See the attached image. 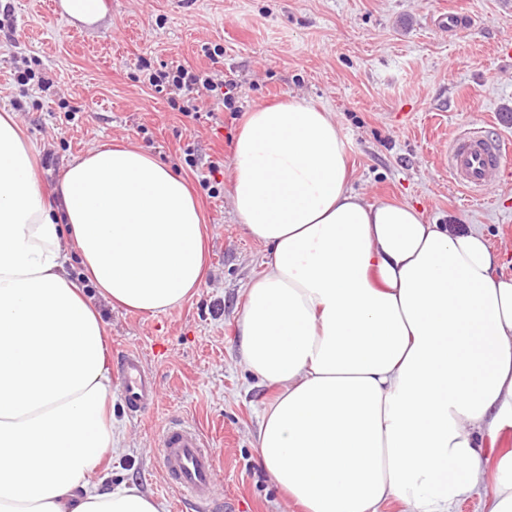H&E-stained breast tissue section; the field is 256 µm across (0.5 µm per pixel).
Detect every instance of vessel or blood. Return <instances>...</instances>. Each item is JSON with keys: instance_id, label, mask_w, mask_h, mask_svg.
Instances as JSON below:
<instances>
[{"instance_id": "vessel-or-blood-1", "label": "vessel or blood", "mask_w": 512, "mask_h": 512, "mask_svg": "<svg viewBox=\"0 0 512 512\" xmlns=\"http://www.w3.org/2000/svg\"><path fill=\"white\" fill-rule=\"evenodd\" d=\"M505 152V145L483 130L460 132L448 148V173L462 189L484 192L489 185L503 180ZM118 374L119 392L131 417H141L154 408L158 387L139 351L122 352ZM158 446L167 482L178 488L198 512H213L216 463L203 432L192 422L173 418L160 430Z\"/></svg>"}]
</instances>
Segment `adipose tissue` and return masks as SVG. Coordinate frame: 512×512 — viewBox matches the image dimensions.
<instances>
[{
    "instance_id": "ef3b65f1",
    "label": "adipose tissue",
    "mask_w": 512,
    "mask_h": 512,
    "mask_svg": "<svg viewBox=\"0 0 512 512\" xmlns=\"http://www.w3.org/2000/svg\"><path fill=\"white\" fill-rule=\"evenodd\" d=\"M230 205L269 251L239 327L242 365L275 391L256 445L276 490L305 512H452L487 487V512H512V454L490 461L476 441L512 425V276L484 234L369 202L333 114L296 97L251 110ZM206 242L197 200L155 157L94 147L46 187L0 111V512H163L104 485L96 302L182 304Z\"/></svg>"
}]
</instances>
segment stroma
Listing matches in <instances>:
<instances>
[{
	"mask_svg": "<svg viewBox=\"0 0 512 512\" xmlns=\"http://www.w3.org/2000/svg\"><path fill=\"white\" fill-rule=\"evenodd\" d=\"M95 26L70 24L38 0H0V108L11 107L45 154L38 174L52 184L75 156L132 142L179 172L200 199L209 235V272L196 295L151 315L103 307L111 354L140 351L159 400L131 418L112 399L117 443L103 467L112 485L129 482L164 506L196 512L163 481L158 430L195 423L218 467L215 512H299L279 495L256 448L272 390L240 363L245 290L263 270L265 247L230 208V156L248 112L295 96L334 112L348 147L353 187L369 201H406L428 223L481 230L512 276V0H104ZM468 15L461 30L435 28L438 9ZM183 64L236 86L234 109L204 95L197 117L172 110L144 84L141 66ZM30 68L50 91L20 85ZM74 121H65V112ZM478 124L509 150L505 182L470 196L448 176V145ZM217 183L210 197L201 178Z\"/></svg>",
	"mask_w": 512,
	"mask_h": 512,
	"instance_id": "stroma-1",
	"label": "stroma"
}]
</instances>
